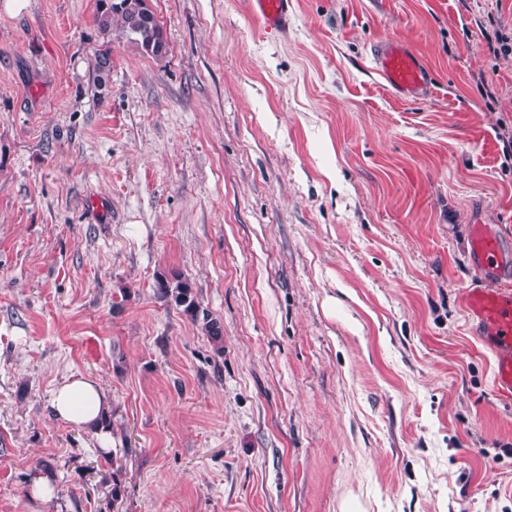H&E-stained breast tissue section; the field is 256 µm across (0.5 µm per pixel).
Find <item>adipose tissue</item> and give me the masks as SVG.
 <instances>
[{"mask_svg":"<svg viewBox=\"0 0 512 512\" xmlns=\"http://www.w3.org/2000/svg\"><path fill=\"white\" fill-rule=\"evenodd\" d=\"M52 407L66 421L95 428L101 417L109 414L111 402L96 382L73 377L55 389Z\"/></svg>","mask_w":512,"mask_h":512,"instance_id":"adipose-tissue-1","label":"adipose tissue"}]
</instances>
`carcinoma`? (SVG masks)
Segmentation results:
<instances>
[{"label":"carcinoma","instance_id":"carcinoma-1","mask_svg":"<svg viewBox=\"0 0 512 512\" xmlns=\"http://www.w3.org/2000/svg\"><path fill=\"white\" fill-rule=\"evenodd\" d=\"M94 21L100 33L126 39L143 54L159 57L166 53L167 43L163 30L151 10L149 0H96ZM112 69L111 56L106 52L93 55V83L100 88L104 77ZM157 298L179 308L192 322L200 324L201 331L217 348L224 343V326L201 309L190 282L178 274H160L156 278ZM112 467L110 504L112 512H119L117 504L122 498V463L117 455H103Z\"/></svg>","mask_w":512,"mask_h":512}]
</instances>
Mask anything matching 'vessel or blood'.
Listing matches in <instances>:
<instances>
[{"instance_id": "obj_1", "label": "vessel or blood", "mask_w": 512, "mask_h": 512, "mask_svg": "<svg viewBox=\"0 0 512 512\" xmlns=\"http://www.w3.org/2000/svg\"><path fill=\"white\" fill-rule=\"evenodd\" d=\"M265 25L288 26L291 0H248ZM372 58L384 81L406 99H422L433 87L422 59L404 42L387 40L375 46ZM469 256L478 281L462 294L463 308L483 347L492 357V385L496 395L512 400V245L501 225L473 222L468 227Z\"/></svg>"}]
</instances>
